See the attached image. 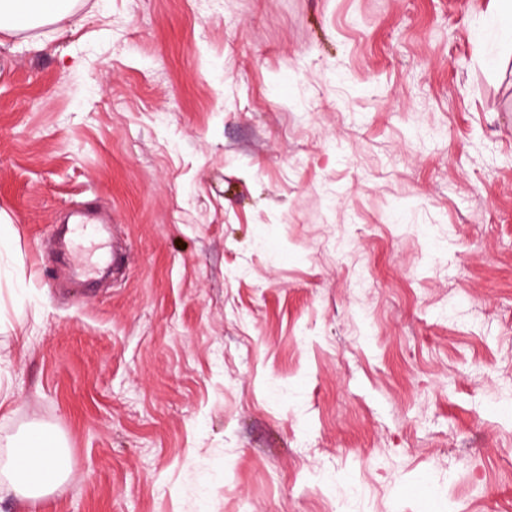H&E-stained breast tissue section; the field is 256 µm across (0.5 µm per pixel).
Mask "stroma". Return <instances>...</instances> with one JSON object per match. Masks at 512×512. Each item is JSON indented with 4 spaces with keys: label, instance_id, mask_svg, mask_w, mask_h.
Listing matches in <instances>:
<instances>
[{
    "label": "stroma",
    "instance_id": "obj_1",
    "mask_svg": "<svg viewBox=\"0 0 512 512\" xmlns=\"http://www.w3.org/2000/svg\"><path fill=\"white\" fill-rule=\"evenodd\" d=\"M74 10L0 34V454L41 425L72 470L0 512H512L490 0ZM93 206L113 268L89 290L50 236Z\"/></svg>",
    "mask_w": 512,
    "mask_h": 512
}]
</instances>
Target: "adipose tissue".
Segmentation results:
<instances>
[{"label": "adipose tissue", "instance_id": "adipose-tissue-1", "mask_svg": "<svg viewBox=\"0 0 512 512\" xmlns=\"http://www.w3.org/2000/svg\"><path fill=\"white\" fill-rule=\"evenodd\" d=\"M72 7V0H0V32L10 34L51 22ZM0 474L10 479L17 497L35 503L69 480L71 471L65 448L46 431L34 428L0 459Z\"/></svg>", "mask_w": 512, "mask_h": 512}]
</instances>
